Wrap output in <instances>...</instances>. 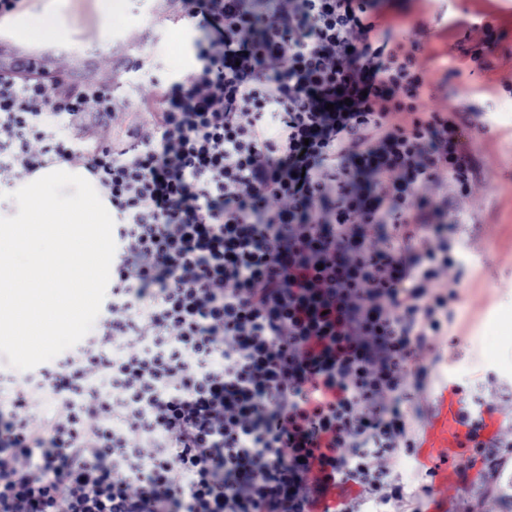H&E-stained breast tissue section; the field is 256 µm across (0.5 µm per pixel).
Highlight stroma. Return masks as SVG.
I'll return each mask as SVG.
<instances>
[{"label": "stroma", "instance_id": "1", "mask_svg": "<svg viewBox=\"0 0 512 512\" xmlns=\"http://www.w3.org/2000/svg\"><path fill=\"white\" fill-rule=\"evenodd\" d=\"M497 9L505 17L506 39L491 54L494 67L473 81L445 78L447 68H470L462 55L459 41L462 30L448 29L436 22L439 12L459 16ZM390 22L407 23L420 19L430 23L432 32L420 60L432 80L442 81V88L422 102L424 109L444 105L476 103L493 117L491 131L473 132L470 145L477 160L476 185L465 200L467 223L459 225L458 237L479 256L480 263L459 288L463 299L461 313L447 334L434 337L430 351L421 352L428 360L431 351L447 354L456 361V380L471 389L492 372L503 380H512V94L503 85L512 82V0H395L387 11ZM151 28L147 41H139L144 28ZM179 24L167 17L162 0H124L120 16L113 20L111 42L133 40L127 55L126 70L114 75L110 66V44L103 43L94 21L81 19L74 25L71 41L83 51L97 55V76L111 79L120 96L139 100L153 96L155 82L179 80L195 65L189 40L193 30H186L184 42L172 38ZM455 512L463 507L483 505L485 512H512V459L498 467L493 486L475 481L469 488L450 493Z\"/></svg>", "mask_w": 512, "mask_h": 512}]
</instances>
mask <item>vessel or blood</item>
I'll return each mask as SVG.
<instances>
[{"label":"vessel or blood","instance_id":"1","mask_svg":"<svg viewBox=\"0 0 512 512\" xmlns=\"http://www.w3.org/2000/svg\"><path fill=\"white\" fill-rule=\"evenodd\" d=\"M436 379L437 386L430 401V420L413 443V459L419 470L430 475L434 490L440 491L456 484L469 466L464 412H471L483 422L482 439L486 444L483 463L496 464L506 450L498 441L499 420L488 414L482 400H464L456 387L452 364L438 365Z\"/></svg>","mask_w":512,"mask_h":512}]
</instances>
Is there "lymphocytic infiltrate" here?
<instances>
[{
    "instance_id": "lymphocytic-infiltrate-1",
    "label": "lymphocytic infiltrate",
    "mask_w": 512,
    "mask_h": 512,
    "mask_svg": "<svg viewBox=\"0 0 512 512\" xmlns=\"http://www.w3.org/2000/svg\"><path fill=\"white\" fill-rule=\"evenodd\" d=\"M177 2L196 66L139 103L0 74V187L79 165L116 218L92 330L0 388V512H426L396 454L478 263L482 115L423 109L427 25L379 0ZM465 38L480 75L503 34Z\"/></svg>"
}]
</instances>
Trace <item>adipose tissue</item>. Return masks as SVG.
I'll return each instance as SVG.
<instances>
[{
    "mask_svg": "<svg viewBox=\"0 0 512 512\" xmlns=\"http://www.w3.org/2000/svg\"><path fill=\"white\" fill-rule=\"evenodd\" d=\"M123 0H41L35 9H27L8 22L18 41L58 42L68 36V22L83 9H90L98 25L111 27L119 15Z\"/></svg>",
    "mask_w": 512,
    "mask_h": 512,
    "instance_id": "adipose-tissue-1",
    "label": "adipose tissue"
}]
</instances>
